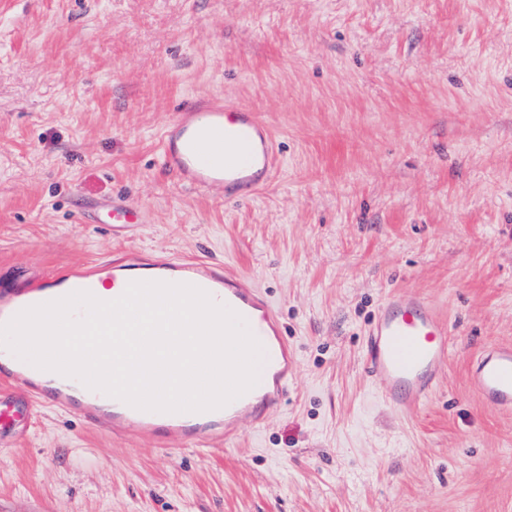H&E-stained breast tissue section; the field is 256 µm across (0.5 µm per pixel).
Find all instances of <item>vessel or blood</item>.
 Instances as JSON below:
<instances>
[{"mask_svg": "<svg viewBox=\"0 0 512 512\" xmlns=\"http://www.w3.org/2000/svg\"><path fill=\"white\" fill-rule=\"evenodd\" d=\"M161 159L180 184L200 193L220 187L226 196L241 199L269 183L276 167L267 124L243 104L212 97L185 104L165 125ZM108 209L116 228L141 221L140 204L128 198H113ZM134 281L192 285L239 314L263 348L256 386L215 410L145 411L78 379L37 368L0 345V435L18 431L37 400L119 437L133 429L156 448H168L176 438L199 450L217 440L232 443L241 417H250L260 427L286 403L295 357L279 331L276 309L245 275L202 258L171 259L133 251L109 263L72 265L53 277L0 292V325L27 308L77 291L95 295L100 285L125 287ZM450 334L449 324L432 302L415 291L391 294L382 303L364 335L363 369L381 381V399L389 408L408 413L430 400L448 367ZM469 378L488 408L511 412L512 344L484 348L472 360Z\"/></svg>", "mask_w": 512, "mask_h": 512, "instance_id": "vessel-or-blood-1", "label": "vessel or blood"}]
</instances>
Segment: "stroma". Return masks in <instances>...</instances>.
<instances>
[{
    "label": "stroma",
    "instance_id": "stroma-1",
    "mask_svg": "<svg viewBox=\"0 0 512 512\" xmlns=\"http://www.w3.org/2000/svg\"><path fill=\"white\" fill-rule=\"evenodd\" d=\"M197 96L273 132L249 201L162 168L161 128ZM78 195L144 221L78 223ZM130 250L260 288L295 351L288 403L174 455L39 408L0 439V512H512V414L468 377L512 343V0H0V290ZM404 287L453 330L408 415L361 368ZM105 210L110 211L112 216V232L116 233L124 228V224H140L142 208L141 205L126 198L112 196V203L105 204Z\"/></svg>",
    "mask_w": 512,
    "mask_h": 512
}]
</instances>
